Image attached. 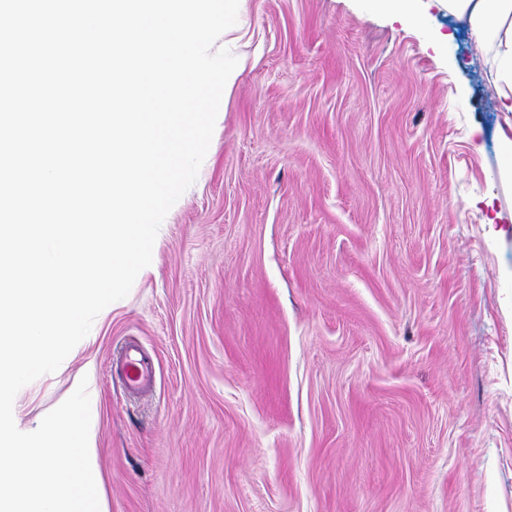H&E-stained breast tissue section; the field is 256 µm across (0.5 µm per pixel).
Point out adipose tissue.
<instances>
[{
    "mask_svg": "<svg viewBox=\"0 0 512 512\" xmlns=\"http://www.w3.org/2000/svg\"><path fill=\"white\" fill-rule=\"evenodd\" d=\"M464 24L482 55L486 80L504 115L499 129L500 178L512 187V0H441Z\"/></svg>",
    "mask_w": 512,
    "mask_h": 512,
    "instance_id": "adipose-tissue-1",
    "label": "adipose tissue"
}]
</instances>
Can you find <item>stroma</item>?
<instances>
[{
  "label": "stroma",
  "instance_id": "1",
  "mask_svg": "<svg viewBox=\"0 0 512 512\" xmlns=\"http://www.w3.org/2000/svg\"><path fill=\"white\" fill-rule=\"evenodd\" d=\"M152 270L23 387L87 378L108 512H512V221L471 35L367 0H245ZM479 137H472V130ZM154 390L114 369L128 341Z\"/></svg>",
  "mask_w": 512,
  "mask_h": 512
}]
</instances>
